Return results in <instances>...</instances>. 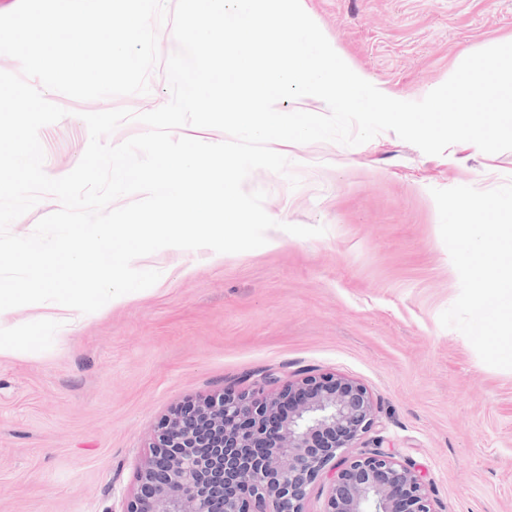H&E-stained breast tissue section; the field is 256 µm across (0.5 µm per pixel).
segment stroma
Returning a JSON list of instances; mask_svg holds the SVG:
<instances>
[{
    "label": "stroma",
    "mask_w": 512,
    "mask_h": 512,
    "mask_svg": "<svg viewBox=\"0 0 512 512\" xmlns=\"http://www.w3.org/2000/svg\"><path fill=\"white\" fill-rule=\"evenodd\" d=\"M337 54L387 96L418 101L473 52L512 42V0H301ZM158 26L150 92L79 101L39 131L44 171L71 172L81 115L155 110L170 97ZM289 174L251 172L279 222L323 226L235 254L156 256L162 283L104 305L38 359L0 357V512H119L159 420L187 400L334 373L370 391L362 440L422 470L436 512H512V370L484 364L439 316L460 293L432 189L512 179V150L427 155L385 131L353 147L281 145Z\"/></svg>",
    "instance_id": "obj_1"
}]
</instances>
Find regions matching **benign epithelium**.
Wrapping results in <instances>:
<instances>
[{
    "label": "benign epithelium",
    "mask_w": 512,
    "mask_h": 512,
    "mask_svg": "<svg viewBox=\"0 0 512 512\" xmlns=\"http://www.w3.org/2000/svg\"><path fill=\"white\" fill-rule=\"evenodd\" d=\"M267 393L222 392L176 408L157 426L121 512H434L423 472L377 446L347 450L375 425L367 388L306 375Z\"/></svg>",
    "instance_id": "7a95c632"
}]
</instances>
